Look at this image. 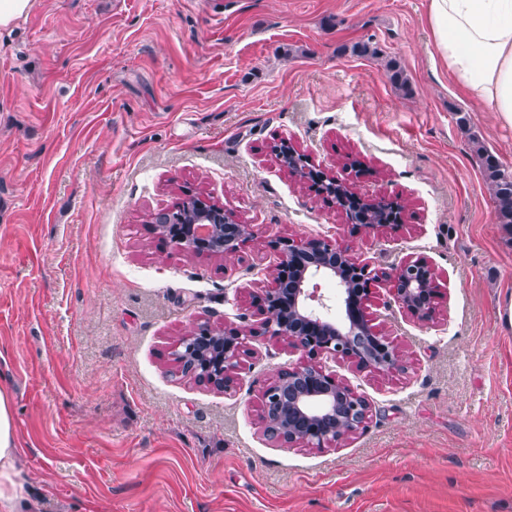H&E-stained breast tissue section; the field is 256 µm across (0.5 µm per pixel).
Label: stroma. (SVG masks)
I'll return each instance as SVG.
<instances>
[{
  "label": "stroma",
  "instance_id": "1",
  "mask_svg": "<svg viewBox=\"0 0 512 512\" xmlns=\"http://www.w3.org/2000/svg\"><path fill=\"white\" fill-rule=\"evenodd\" d=\"M427 15L428 0H33L0 28V384L46 512H512V231L472 152L512 171V126L454 89ZM281 137L401 197L403 227L345 225L271 156ZM186 187L261 238L325 235L379 270L423 255L444 276L436 322L382 288L371 302L406 373L336 363L371 405L362 434L265 440L261 390L298 360L266 339L232 393L169 375L193 323L254 324L272 263L253 242L228 270L160 239L149 215Z\"/></svg>",
  "mask_w": 512,
  "mask_h": 512
}]
</instances>
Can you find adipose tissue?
<instances>
[{"mask_svg":"<svg viewBox=\"0 0 512 512\" xmlns=\"http://www.w3.org/2000/svg\"><path fill=\"white\" fill-rule=\"evenodd\" d=\"M428 18L450 82L512 126V0H430ZM19 448L12 394L0 386V512H40Z\"/></svg>","mask_w":512,"mask_h":512,"instance_id":"obj_1","label":"adipose tissue"}]
</instances>
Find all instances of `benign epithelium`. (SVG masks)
<instances>
[{"label":"benign epithelium","instance_id":"benign-epithelium-1","mask_svg":"<svg viewBox=\"0 0 512 512\" xmlns=\"http://www.w3.org/2000/svg\"><path fill=\"white\" fill-rule=\"evenodd\" d=\"M270 149L282 168L304 167L310 173L304 181L348 223L370 234L388 235L403 222L406 206L400 198L356 191L338 176L314 169L285 139L273 142ZM379 207L386 209L387 221L373 224L369 211ZM182 211L194 212L196 220L177 223L174 216ZM152 220L176 247L198 256H219L227 268L239 262L242 247L250 241L274 256L256 325L244 331L197 323L177 340L167 362L170 372L229 394L237 385L248 338L265 337L286 351L300 353L299 361L279 369L261 394L262 434L280 448H333L366 429L369 401L327 361L346 362L380 377L408 369L406 352L368 312L374 289H388L393 302L421 323L437 319L442 276L425 256H410L380 271L321 236L260 241L253 225L240 223L212 196L196 190L183 192L174 207L155 211ZM325 278L336 282L342 326L326 316L330 297L320 283Z\"/></svg>","mask_w":512,"mask_h":512}]
</instances>
